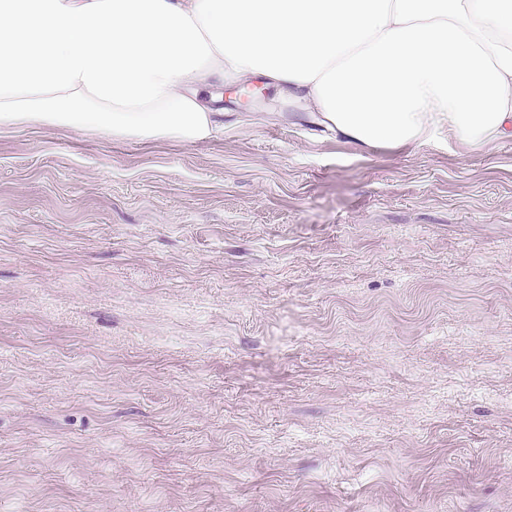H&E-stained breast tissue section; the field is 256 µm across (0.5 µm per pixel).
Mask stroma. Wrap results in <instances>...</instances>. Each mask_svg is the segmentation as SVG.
Returning a JSON list of instances; mask_svg holds the SVG:
<instances>
[{
	"label": "stroma",
	"instance_id": "obj_1",
	"mask_svg": "<svg viewBox=\"0 0 512 512\" xmlns=\"http://www.w3.org/2000/svg\"><path fill=\"white\" fill-rule=\"evenodd\" d=\"M0 131V512H512V142Z\"/></svg>",
	"mask_w": 512,
	"mask_h": 512
}]
</instances>
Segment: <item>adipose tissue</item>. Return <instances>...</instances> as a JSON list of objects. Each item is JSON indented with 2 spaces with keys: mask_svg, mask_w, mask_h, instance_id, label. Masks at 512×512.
I'll use <instances>...</instances> for the list:
<instances>
[{
  "mask_svg": "<svg viewBox=\"0 0 512 512\" xmlns=\"http://www.w3.org/2000/svg\"><path fill=\"white\" fill-rule=\"evenodd\" d=\"M215 82L367 147L512 141V0H0V130L194 143Z\"/></svg>",
  "mask_w": 512,
  "mask_h": 512,
  "instance_id": "ef3b65f1",
  "label": "adipose tissue"
}]
</instances>
